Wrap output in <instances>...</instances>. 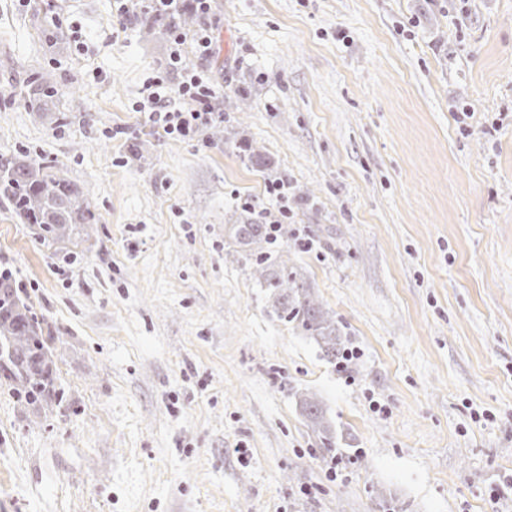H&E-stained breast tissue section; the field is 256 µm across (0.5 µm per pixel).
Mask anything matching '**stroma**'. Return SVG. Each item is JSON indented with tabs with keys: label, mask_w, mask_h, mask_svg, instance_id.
Returning a JSON list of instances; mask_svg holds the SVG:
<instances>
[{
	"label": "stroma",
	"mask_w": 512,
	"mask_h": 512,
	"mask_svg": "<svg viewBox=\"0 0 512 512\" xmlns=\"http://www.w3.org/2000/svg\"><path fill=\"white\" fill-rule=\"evenodd\" d=\"M212 9L222 117L181 139L137 110L168 40L113 0H0V155L95 215L47 246L0 203L57 376L39 410L0 386V512H512V0ZM247 219L287 226L349 371L274 314L224 237ZM28 93L31 100V111L43 112V106L54 98L57 92L50 86H43L38 83V79L30 80L27 82ZM301 414L311 429L318 434L329 448L336 443L333 440L332 419L327 416L328 410L315 393L300 396Z\"/></svg>",
	"instance_id": "1"
}]
</instances>
